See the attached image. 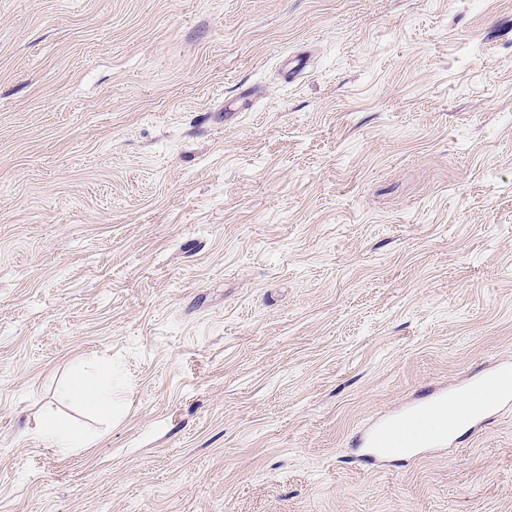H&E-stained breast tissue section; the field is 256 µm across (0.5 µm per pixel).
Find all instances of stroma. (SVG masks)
<instances>
[{
  "label": "stroma",
  "instance_id": "stroma-1",
  "mask_svg": "<svg viewBox=\"0 0 512 512\" xmlns=\"http://www.w3.org/2000/svg\"><path fill=\"white\" fill-rule=\"evenodd\" d=\"M505 360L512 0H0V512H512V405L353 446ZM59 398L80 404L87 411L103 417H112L116 408L112 386L103 388L90 375H81L71 380L61 389ZM499 385L489 382L480 387L476 394L471 397H463L458 400L448 401V390L445 387L433 388L428 394V401H414L406 412L400 416L384 419L380 423L364 431L356 440V447L365 448L366 456L373 462H387L406 456H414L418 448L425 446L444 447L447 446L455 436L447 429L436 430L429 434L426 439H415L410 442L406 439H397L403 425L407 421L417 419L424 406L434 410L442 409L448 405V418L452 417L458 421L466 416L470 404H478L484 399L496 393ZM405 418V419H404ZM32 432L61 453L86 448L90 443V439L65 423L52 406L42 410Z\"/></svg>",
  "mask_w": 512,
  "mask_h": 512
}]
</instances>
